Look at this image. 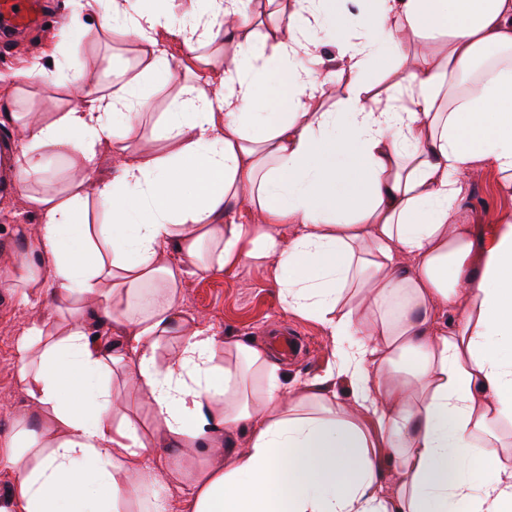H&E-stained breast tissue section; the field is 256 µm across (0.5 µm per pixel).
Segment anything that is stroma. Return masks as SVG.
<instances>
[{
  "instance_id": "1",
  "label": "stroma",
  "mask_w": 512,
  "mask_h": 512,
  "mask_svg": "<svg viewBox=\"0 0 512 512\" xmlns=\"http://www.w3.org/2000/svg\"><path fill=\"white\" fill-rule=\"evenodd\" d=\"M68 15L66 0H50L41 22L20 32L32 61L62 79L85 71L105 74L115 68L134 67L138 45L126 37L105 41L89 35L50 53L53 29ZM460 210L477 239H486L500 215L512 211V193L500 189L494 171L484 170L468 180ZM32 221L20 195L0 191V254L9 253L14 260H21L23 253L16 247L19 233ZM180 298L183 311L202 317L217 335L265 347L280 366L278 378L283 386L301 387L326 375L333 363V345L326 332L315 320L285 310L269 266L245 263L228 272L215 268L187 275L180 284ZM37 311L51 313L50 298L33 294L21 298L13 286L10 265L0 266V438L11 433L26 408L27 398L16 369V346ZM287 328L295 329L298 336L290 357L276 345ZM166 454V449H152L146 463L160 470L161 476L142 495L159 498L166 512H190L185 484L164 474Z\"/></svg>"
}]
</instances>
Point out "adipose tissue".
Wrapping results in <instances>:
<instances>
[{
	"label": "adipose tissue",
	"mask_w": 512,
	"mask_h": 512,
	"mask_svg": "<svg viewBox=\"0 0 512 512\" xmlns=\"http://www.w3.org/2000/svg\"><path fill=\"white\" fill-rule=\"evenodd\" d=\"M110 2L104 35L139 48L131 77L0 80V131L27 143L10 188L38 218L16 279L54 303L17 345L28 411L0 442L14 470L0 512H133L158 478L144 464L155 434L210 453L239 431L245 449L191 473V512H512V212L479 247L459 208L479 170L512 192V61L469 76L512 50V0H351V17L289 0L260 37L253 0ZM229 35L231 59L203 54ZM407 39L425 53L372 95L364 73ZM175 80L174 107L144 131L148 85ZM337 83L342 109L324 110ZM144 138L165 150L131 152ZM106 149L118 169L95 174ZM53 160L63 185L29 191ZM93 204L108 223H91ZM246 261L271 264L286 309L333 344V367L298 393L264 348L182 310L183 276ZM440 307L454 314L442 327ZM171 336L180 349L159 360ZM119 371L151 426L116 413Z\"/></svg>",
	"instance_id": "ef3b65f1"
}]
</instances>
